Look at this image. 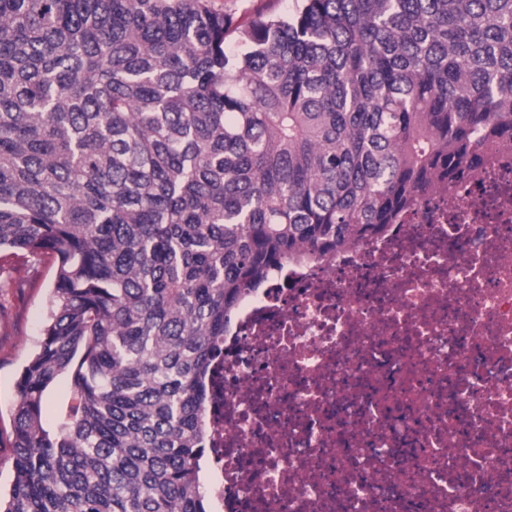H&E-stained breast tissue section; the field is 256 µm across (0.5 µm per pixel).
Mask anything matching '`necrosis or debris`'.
Here are the masks:
<instances>
[{
	"instance_id": "obj_1",
	"label": "necrosis or debris",
	"mask_w": 512,
	"mask_h": 512,
	"mask_svg": "<svg viewBox=\"0 0 512 512\" xmlns=\"http://www.w3.org/2000/svg\"><path fill=\"white\" fill-rule=\"evenodd\" d=\"M243 293L206 380L210 512H512V144Z\"/></svg>"
}]
</instances>
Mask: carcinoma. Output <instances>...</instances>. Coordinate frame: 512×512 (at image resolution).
I'll return each mask as SVG.
<instances>
[{"label": "carcinoma", "mask_w": 512, "mask_h": 512, "mask_svg": "<svg viewBox=\"0 0 512 512\" xmlns=\"http://www.w3.org/2000/svg\"><path fill=\"white\" fill-rule=\"evenodd\" d=\"M512 142V0H0V250L57 265L0 512H208L237 299ZM73 404L50 434L43 397ZM211 3L216 10L234 15L242 22L258 12L284 14L294 6V0H211ZM70 403L69 380L66 375H61L48 387L44 395L43 424L50 433L57 432L58 420L68 410Z\"/></svg>", "instance_id": "carcinoma-1"}]
</instances>
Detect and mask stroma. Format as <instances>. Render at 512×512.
Returning a JSON list of instances; mask_svg holds the SVG:
<instances>
[{"label": "stroma", "mask_w": 512, "mask_h": 512, "mask_svg": "<svg viewBox=\"0 0 512 512\" xmlns=\"http://www.w3.org/2000/svg\"><path fill=\"white\" fill-rule=\"evenodd\" d=\"M56 265L48 258L23 261L0 253V490L14 480L11 434L17 380L43 334Z\"/></svg>", "instance_id": "obj_1"}]
</instances>
